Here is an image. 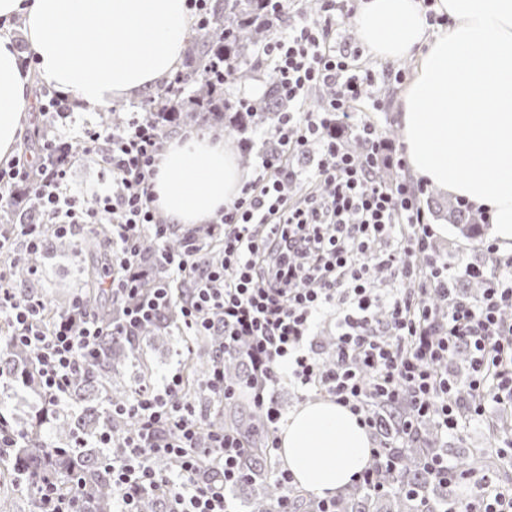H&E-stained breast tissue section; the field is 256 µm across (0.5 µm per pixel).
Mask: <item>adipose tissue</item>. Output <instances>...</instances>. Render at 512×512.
<instances>
[{
	"instance_id": "ef3b65f1",
	"label": "adipose tissue",
	"mask_w": 512,
	"mask_h": 512,
	"mask_svg": "<svg viewBox=\"0 0 512 512\" xmlns=\"http://www.w3.org/2000/svg\"><path fill=\"white\" fill-rule=\"evenodd\" d=\"M431 13L448 17L446 31H431ZM15 17L28 51L0 28V161L15 152L33 82L78 111L108 108L180 66L191 27L186 0H0V20ZM353 23L375 58L415 59L399 102L414 177L488 214L499 248L512 253V0H362ZM87 29L95 39H82ZM248 179L222 131L189 130L167 142L155 192L168 223L188 227L214 220ZM279 441L297 484L320 496L371 461L370 434L328 399L299 406Z\"/></svg>"
}]
</instances>
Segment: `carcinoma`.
Wrapping results in <instances>:
<instances>
[{"label":"carcinoma","mask_w":512,"mask_h":512,"mask_svg":"<svg viewBox=\"0 0 512 512\" xmlns=\"http://www.w3.org/2000/svg\"><path fill=\"white\" fill-rule=\"evenodd\" d=\"M258 3L259 0H212L211 31L190 39L182 66L183 79L191 94L169 111L164 131L201 120L220 124L224 133L231 134L262 125L270 115L284 110L286 103L272 72L261 73L259 59L246 54V49L257 45L260 37L279 25V21L262 14ZM211 60L224 61V75L239 92L255 81L264 80L262 98L249 102V108L245 109L235 102L234 95L226 87L224 100H216L205 71ZM448 223L469 238H477L483 231L482 225L469 212L451 201L448 202ZM42 234L43 252H71L82 256L77 269L82 287L63 305L46 298L44 328L52 331L60 317L81 298L86 312L105 328V332L99 337L96 354L83 362L74 376L71 401L64 408L41 402L37 372L30 354L11 344L10 327L0 323V380L15 384L28 405L38 409L36 418L27 422L10 411L0 399V419L13 425L21 422L26 428L24 441L9 449L7 454L0 455V467H5L12 478L23 480L26 485L24 497L30 504V512L39 510V489L42 479L47 476L62 488L68 487L74 477L81 478L87 512H112L115 491L103 457L120 455L123 449L103 451L95 447V443L105 427L114 432L129 427L126 420L112 416V406L125 401L132 393L124 374L140 365L143 343L178 326L177 310L172 307L163 311L137 336L112 335V321L118 317V308L107 288L108 279L112 277L107 230L101 228L90 234L62 236L47 225L42 227ZM156 251V243L151 237L141 238L140 254L147 264L148 282L161 276V268L154 265ZM33 265L34 258L26 254L19 256L10 269V282L28 281ZM195 340L200 344V354L189 365L187 391L200 393L213 362L215 337L197 336ZM375 412L379 420V438L391 445L398 460L396 471L388 479L392 487L380 494L351 488L340 506L341 512H445L463 477L477 468L496 473L503 481L512 483L511 455L493 454L485 448H452L426 429L415 441H401L398 439L401 423L397 414L384 404L378 405ZM236 416L234 407L216 413L203 428L201 439L207 440L209 430L222 427L224 422H231ZM436 455L456 461L455 477L445 482L431 474L430 461ZM247 470L251 478L244 482V486L257 488L251 501V512H272L280 489L270 478L271 457L259 441L250 450Z\"/></svg>","instance_id":"obj_1"}]
</instances>
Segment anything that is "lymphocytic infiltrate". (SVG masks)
Masks as SVG:
<instances>
[{"label": "lymphocytic infiltrate", "instance_id": "1", "mask_svg": "<svg viewBox=\"0 0 512 512\" xmlns=\"http://www.w3.org/2000/svg\"><path fill=\"white\" fill-rule=\"evenodd\" d=\"M336 0H315L311 12L288 28L273 30L262 52L290 108L279 113L275 147L264 153L252 181L225 206L210 227L223 258L208 259L209 245L184 232L179 253L166 242L172 227L156 205L154 176L167 142L158 112H131L122 127L86 128L76 136L61 131L68 118L64 99L44 90L42 120L33 136L36 154L15 155L0 166V212H10L20 190L40 201L42 224L62 235L107 226L112 238L113 296L129 299L116 336L135 335L161 307L177 305L187 335L221 337L204 384L212 402L248 401L257 413L246 429L214 432L209 446L197 444L202 409L181 396L182 374L162 384H142L116 415L130 426L116 435L102 432L97 445L121 448L110 471L116 512H140L141 500L156 496L163 512H232L228 490L241 484L246 444L259 434L278 449L280 410L267 389L289 380L349 408L368 431L377 423L372 407L386 401L408 415L405 434L433 421L441 434L480 420L488 406L512 407V257L482 245L493 267L470 265L455 273L433 251L432 229L417 199L424 184L379 181V167L404 168L393 142L362 121V105L377 106L383 77L357 66L363 50L338 45ZM329 97L307 108L310 96ZM356 133L367 145L355 158L343 145ZM292 155L308 157L310 169L290 167ZM93 159L112 177V191L93 200L71 193L66 177L75 163ZM42 224H24L15 239H0V256L16 247L39 252ZM147 233L160 246L168 274L143 289L137 272L138 237ZM394 286L380 291L377 272ZM483 284L479 298L462 296L460 277ZM187 285L178 295V285ZM40 298L0 285V321L12 327L10 341L31 352L43 399L67 398L80 362L93 356L101 328L73 310L44 332ZM330 325L332 346L318 350L316 338ZM466 353L465 381L448 372L449 360ZM246 365L243 378L224 377V360ZM176 469L167 478L155 457Z\"/></svg>", "mask_w": 512, "mask_h": 512}]
</instances>
